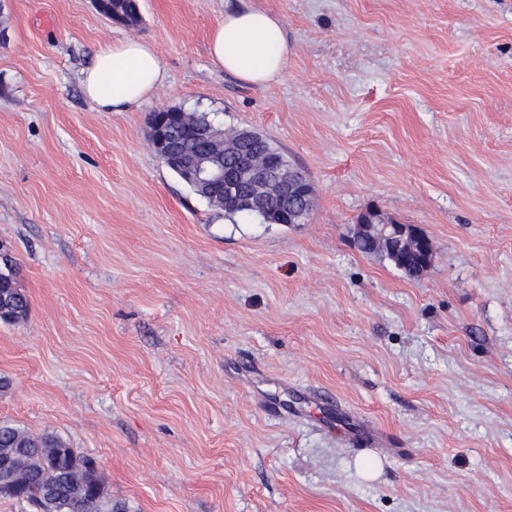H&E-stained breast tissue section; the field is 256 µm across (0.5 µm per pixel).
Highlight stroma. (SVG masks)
Returning a JSON list of instances; mask_svg holds the SVG:
<instances>
[{"mask_svg": "<svg viewBox=\"0 0 512 512\" xmlns=\"http://www.w3.org/2000/svg\"><path fill=\"white\" fill-rule=\"evenodd\" d=\"M94 0L0 8V423L93 460L117 512H512V0ZM282 20L264 87L207 54L232 9ZM166 80L103 112L100 46ZM179 107L255 129L314 189L304 224L230 217L158 159ZM433 243L408 279L361 215ZM166 79L154 48L126 38L99 48L82 75L84 94L104 112H121L153 93ZM353 245L357 248V250L363 254H373V253H381L382 255L386 256L395 267H397L399 270L402 271V273L410 278V279H416L420 277V275L429 267L423 266L420 262H418L415 259L409 260L405 264H397L392 257L385 251L381 250L378 244L375 240L371 238H360L353 240ZM0 289L3 291L8 304V309L2 313V320L5 323L12 321L7 319V315H12L16 311L20 315H26L29 309V300L25 292L19 288L15 279V273L10 269L7 273L0 272Z\"/></svg>", "mask_w": 512, "mask_h": 512, "instance_id": "stroma-1", "label": "stroma"}]
</instances>
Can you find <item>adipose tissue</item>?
<instances>
[{
	"label": "adipose tissue",
	"mask_w": 512,
	"mask_h": 512,
	"mask_svg": "<svg viewBox=\"0 0 512 512\" xmlns=\"http://www.w3.org/2000/svg\"><path fill=\"white\" fill-rule=\"evenodd\" d=\"M208 53L226 73L263 87L282 74L290 48L277 16L248 8L225 12L210 32ZM165 79L154 48L142 40L126 38L101 46L81 83L85 95L100 110L120 112L149 98Z\"/></svg>",
	"instance_id": "obj_1"
}]
</instances>
